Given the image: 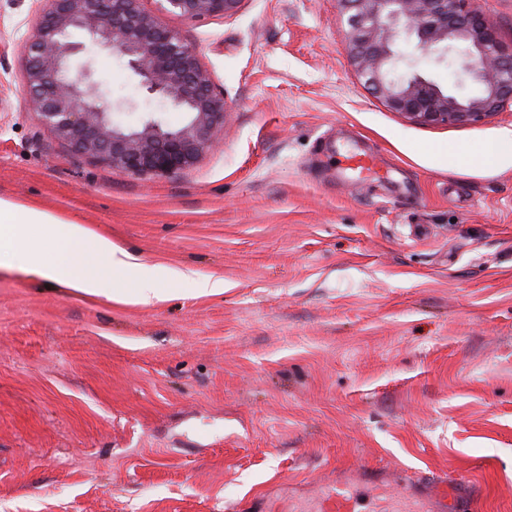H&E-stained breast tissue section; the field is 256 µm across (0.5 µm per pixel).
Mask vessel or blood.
Listing matches in <instances>:
<instances>
[{"label":"vessel or blood","instance_id":"b4317fda","mask_svg":"<svg viewBox=\"0 0 512 512\" xmlns=\"http://www.w3.org/2000/svg\"><path fill=\"white\" fill-rule=\"evenodd\" d=\"M338 167L368 175L374 173L376 162L373 156L352 152L345 155ZM364 483L385 489L395 485L396 479L392 472L384 469H352L337 480L334 489L322 493L321 512H364L353 492L354 487ZM404 494L418 504V512H477L480 505V497L474 494L471 480L463 475L455 478L444 474L424 475L409 483Z\"/></svg>","mask_w":512,"mask_h":512}]
</instances>
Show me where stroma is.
<instances>
[{
  "mask_svg": "<svg viewBox=\"0 0 512 512\" xmlns=\"http://www.w3.org/2000/svg\"><path fill=\"white\" fill-rule=\"evenodd\" d=\"M38 0H0V196L133 251L170 300L56 291L0 269V512H310L337 469L463 474L512 512V169L438 164L512 127L392 112L351 62L339 0L145 11L194 47L223 142L174 175L75 151L27 101ZM113 98L159 110L92 48ZM374 154L378 175L336 172ZM197 277L224 292L198 296Z\"/></svg>",
  "mask_w": 512,
  "mask_h": 512,
  "instance_id": "35a3bbf8",
  "label": "stroma"
}]
</instances>
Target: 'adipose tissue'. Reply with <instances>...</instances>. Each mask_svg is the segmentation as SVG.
Returning <instances> with one entry per match:
<instances>
[{
  "instance_id": "adipose-tissue-1",
  "label": "adipose tissue",
  "mask_w": 512,
  "mask_h": 512,
  "mask_svg": "<svg viewBox=\"0 0 512 512\" xmlns=\"http://www.w3.org/2000/svg\"><path fill=\"white\" fill-rule=\"evenodd\" d=\"M434 160L451 168L500 171L512 167V128L499 129L480 149L439 146ZM89 246L94 264L77 262L74 246ZM0 268H16L55 290L87 296H106L120 303L151 306L166 301L158 280L142 272L135 253L92 234L76 224L35 205L0 196ZM118 271L136 276L131 292H116L109 275Z\"/></svg>"
}]
</instances>
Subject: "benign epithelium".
Here are the masks:
<instances>
[{"label": "benign epithelium", "mask_w": 512, "mask_h": 512, "mask_svg": "<svg viewBox=\"0 0 512 512\" xmlns=\"http://www.w3.org/2000/svg\"><path fill=\"white\" fill-rule=\"evenodd\" d=\"M141 0H46L26 45L24 92L42 121L78 152L132 173L176 174L214 145L227 107L213 89L196 51L184 44ZM172 14L224 17L242 0H162ZM347 14L351 59L388 107L427 126L470 125L512 105V44H503L474 0H339ZM85 31L101 48L123 59L147 98L186 113L169 127L154 112L136 125L114 121L113 101L90 67L70 74L79 46L68 41ZM414 41L424 55L439 53L459 66L458 83L477 85L471 94L442 89L412 69L417 58L398 48Z\"/></svg>", "instance_id": "obj_1"}]
</instances>
